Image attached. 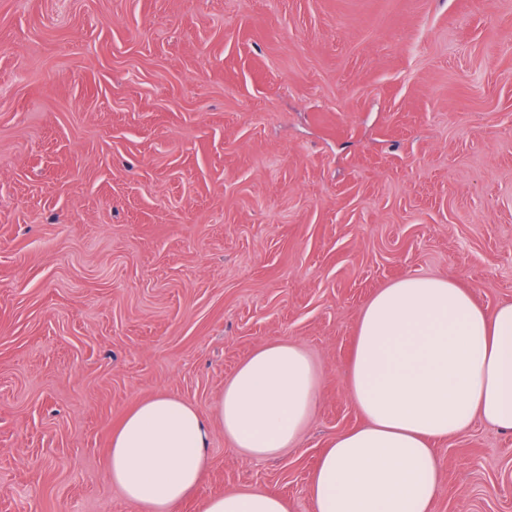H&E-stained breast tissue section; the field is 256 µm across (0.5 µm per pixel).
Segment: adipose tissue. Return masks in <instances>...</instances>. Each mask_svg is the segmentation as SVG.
<instances>
[{
    "instance_id": "1",
    "label": "adipose tissue",
    "mask_w": 512,
    "mask_h": 512,
    "mask_svg": "<svg viewBox=\"0 0 512 512\" xmlns=\"http://www.w3.org/2000/svg\"><path fill=\"white\" fill-rule=\"evenodd\" d=\"M347 382L366 422L321 455L313 512H429L440 465L429 443L474 420L512 432V302L488 311L450 278L409 276L380 289L357 328ZM302 348L273 342L243 361L217 405L225 438L263 459L294 446L317 392ZM211 428L197 408L159 393L113 430L108 476L138 512H174L203 478ZM200 512H289L261 490L205 501Z\"/></svg>"
}]
</instances>
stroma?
<instances>
[{
    "label": "stroma",
    "instance_id": "35a3bbf8",
    "mask_svg": "<svg viewBox=\"0 0 512 512\" xmlns=\"http://www.w3.org/2000/svg\"><path fill=\"white\" fill-rule=\"evenodd\" d=\"M409 275L512 302V0H0V512H135L125 413L214 417L276 341L318 373L300 442L214 427L176 512H312L361 311ZM434 448L430 512H512V432ZM289 505L280 497L262 490L230 493L205 501L200 512H288Z\"/></svg>",
    "mask_w": 512,
    "mask_h": 512
}]
</instances>
